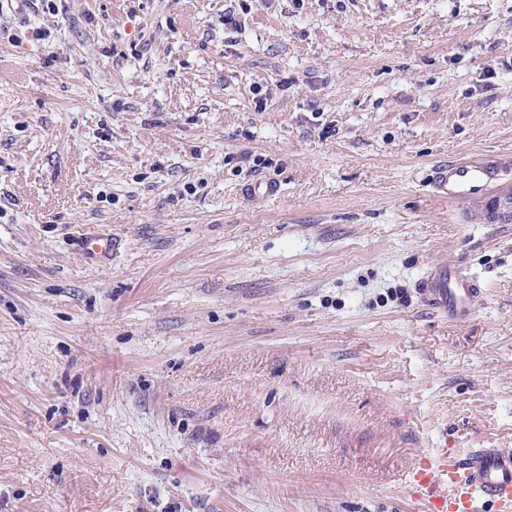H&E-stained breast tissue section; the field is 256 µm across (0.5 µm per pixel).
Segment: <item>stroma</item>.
I'll list each match as a JSON object with an SVG mask.
<instances>
[{
	"mask_svg": "<svg viewBox=\"0 0 512 512\" xmlns=\"http://www.w3.org/2000/svg\"><path fill=\"white\" fill-rule=\"evenodd\" d=\"M477 155L512 0H0V512H416L512 451V223L431 187ZM423 303L453 321H465L483 295L482 284L454 263H439L427 269L416 282ZM421 512H477L488 504L512 510V451L502 448H439L410 473Z\"/></svg>",
	"mask_w": 512,
	"mask_h": 512,
	"instance_id": "35a3bbf8",
	"label": "stroma"
}]
</instances>
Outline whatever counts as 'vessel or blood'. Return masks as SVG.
<instances>
[{"label": "vessel or blood", "instance_id": "b4317fda", "mask_svg": "<svg viewBox=\"0 0 512 512\" xmlns=\"http://www.w3.org/2000/svg\"><path fill=\"white\" fill-rule=\"evenodd\" d=\"M436 193L452 204L479 203L482 224L512 218V160L480 156L448 161L436 168ZM423 303L453 321L470 318L483 295L482 284L454 263L427 269L416 282ZM419 512H477L488 504L512 512V451L501 448L438 449L410 474Z\"/></svg>", "mask_w": 512, "mask_h": 512}]
</instances>
